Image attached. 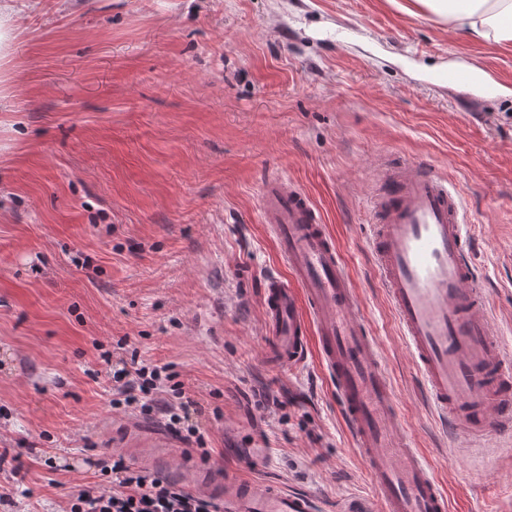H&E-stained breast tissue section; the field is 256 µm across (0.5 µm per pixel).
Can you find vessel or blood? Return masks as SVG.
Instances as JSON below:
<instances>
[{
	"mask_svg": "<svg viewBox=\"0 0 512 512\" xmlns=\"http://www.w3.org/2000/svg\"><path fill=\"white\" fill-rule=\"evenodd\" d=\"M374 270L418 366L429 405L450 435L512 434V360L492 329L491 307L471 257L457 189L435 169L379 171L372 197ZM262 223L272 229L288 277L267 281L262 309L269 352L282 366L316 356L352 443L368 466L376 503L346 512H448V497L412 448L355 284L309 195L280 176L261 186ZM143 466L171 470L224 512H317L307 493L263 485L192 454L171 467L168 440L127 436Z\"/></svg>",
	"mask_w": 512,
	"mask_h": 512,
	"instance_id": "b4317fda",
	"label": "vessel or blood"
}]
</instances>
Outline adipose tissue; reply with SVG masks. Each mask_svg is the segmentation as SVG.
<instances>
[{
  "mask_svg": "<svg viewBox=\"0 0 512 512\" xmlns=\"http://www.w3.org/2000/svg\"><path fill=\"white\" fill-rule=\"evenodd\" d=\"M457 31L497 43L512 42V0H417Z\"/></svg>",
  "mask_w": 512,
  "mask_h": 512,
  "instance_id": "ef3b65f1",
  "label": "adipose tissue"
}]
</instances>
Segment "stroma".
<instances>
[{"label": "stroma", "instance_id": "35a3bbf8", "mask_svg": "<svg viewBox=\"0 0 512 512\" xmlns=\"http://www.w3.org/2000/svg\"><path fill=\"white\" fill-rule=\"evenodd\" d=\"M0 61V512H66L108 487L124 430L120 339L170 365L202 411L207 459L344 512L374 499L316 360L267 354L260 221L268 174L304 189L355 283L414 447L449 512H512V438L445 433L373 271L378 165L460 189L473 260L512 355V44L457 33L416 0H16ZM479 67L478 90L438 80Z\"/></svg>", "mask_w": 512, "mask_h": 512}]
</instances>
